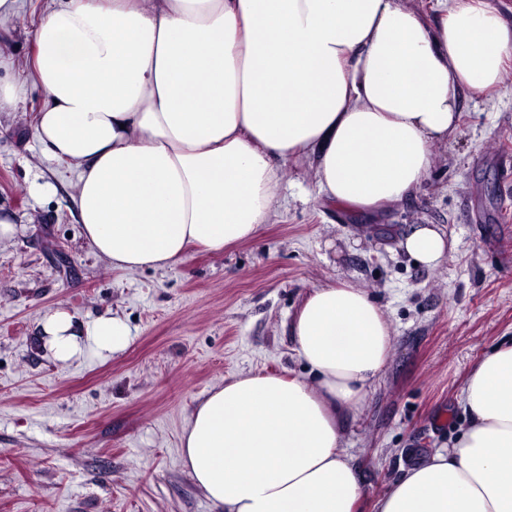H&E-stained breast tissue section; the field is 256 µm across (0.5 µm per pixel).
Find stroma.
Segmentation results:
<instances>
[{
    "instance_id": "stroma-1",
    "label": "stroma",
    "mask_w": 512,
    "mask_h": 512,
    "mask_svg": "<svg viewBox=\"0 0 512 512\" xmlns=\"http://www.w3.org/2000/svg\"><path fill=\"white\" fill-rule=\"evenodd\" d=\"M45 0L0 20V81L21 103L0 112V512H211L182 466L180 436L208 391L247 372L302 375L288 326L308 292L346 280L383 309L393 348L346 423L363 512L403 469L447 448L466 425L461 390L477 361L512 342V71L499 96L467 102L455 137L432 147L405 203L361 217L325 202L314 164L279 173L273 223L221 253L165 270L111 267L85 242L74 170L30 135L46 99L29 70ZM51 183L45 195L34 185ZM415 224L448 239L435 267L399 246ZM116 313L126 348L61 364L40 351L49 310Z\"/></svg>"
}]
</instances>
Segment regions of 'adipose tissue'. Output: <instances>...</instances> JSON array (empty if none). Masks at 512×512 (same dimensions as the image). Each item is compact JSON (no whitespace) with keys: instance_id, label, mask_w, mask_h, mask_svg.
Instances as JSON below:
<instances>
[{"instance_id":"1","label":"adipose tissue","mask_w":512,"mask_h":512,"mask_svg":"<svg viewBox=\"0 0 512 512\" xmlns=\"http://www.w3.org/2000/svg\"><path fill=\"white\" fill-rule=\"evenodd\" d=\"M51 0L32 34L47 93L31 127L77 171L84 239L112 268L162 270L191 248L253 238L277 211L278 171L315 156L320 192L375 214L427 179L469 96L501 91L512 21L491 0ZM442 262L440 228L401 240ZM307 373H241L213 387L182 432L183 466L212 512H359L345 424L392 350L379 304L338 280L289 326ZM117 316L57 308L38 343L67 364L129 342ZM466 427L409 468L375 512H512V344L474 365Z\"/></svg>"}]
</instances>
